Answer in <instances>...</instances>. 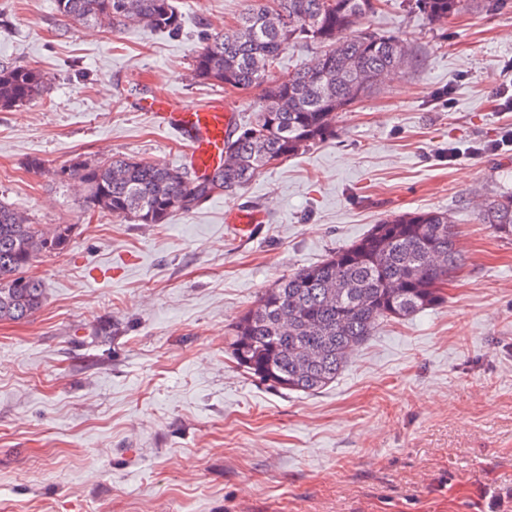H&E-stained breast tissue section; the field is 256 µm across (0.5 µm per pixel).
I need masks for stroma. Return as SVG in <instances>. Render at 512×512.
Masks as SVG:
<instances>
[{
	"instance_id": "obj_1",
	"label": "stroma",
	"mask_w": 512,
	"mask_h": 512,
	"mask_svg": "<svg viewBox=\"0 0 512 512\" xmlns=\"http://www.w3.org/2000/svg\"><path fill=\"white\" fill-rule=\"evenodd\" d=\"M176 4L171 35L0 0V64L49 77L38 102L0 111V201L74 227L28 270L42 307L0 321V512H487L491 495L512 512V237L472 203L512 188V149L490 148L512 129L495 98L512 82V0L441 24L385 0L355 31L398 36L417 61L338 113L335 137L165 224L88 214L58 176L72 160L183 166L142 95L220 100L242 122L255 109L259 90L191 76L244 0ZM237 208L261 215L245 240L224 230ZM432 209L462 255L444 303L382 324L314 394L232 361L229 332L265 288L386 216Z\"/></svg>"
}]
</instances>
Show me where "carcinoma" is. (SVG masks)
Masks as SVG:
<instances>
[{
    "instance_id": "cac0c4a2",
    "label": "carcinoma",
    "mask_w": 512,
    "mask_h": 512,
    "mask_svg": "<svg viewBox=\"0 0 512 512\" xmlns=\"http://www.w3.org/2000/svg\"><path fill=\"white\" fill-rule=\"evenodd\" d=\"M375 0H246L235 25L206 37L192 63L200 83L259 88L261 106L224 144V166L196 180L189 172L136 158L76 159L61 178L85 185V205L140 224H165L215 194H231L271 160L282 163L333 137V118L371 93L390 73L411 66L413 49L393 35L345 32L375 12ZM431 23H442L478 0H410ZM59 16L120 30L131 22L177 34L182 15L173 0H55ZM322 52L285 79L271 72L294 42ZM47 80L38 69L0 65V110L35 102ZM477 218L512 236V191L484 199ZM73 225L44 231L0 203V320H24L44 299L27 275L42 254L59 253ZM459 266L455 224L446 210L391 215L321 262L295 269L265 289L231 331L230 354L242 370L271 386L318 392L336 381L353 353L383 323L444 301Z\"/></svg>"
}]
</instances>
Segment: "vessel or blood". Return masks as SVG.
<instances>
[{
  "label": "vessel or blood",
  "instance_id": "1",
  "mask_svg": "<svg viewBox=\"0 0 512 512\" xmlns=\"http://www.w3.org/2000/svg\"><path fill=\"white\" fill-rule=\"evenodd\" d=\"M141 111L147 112L159 128L176 133L183 143V164L194 177L210 175L224 163V140L237 123L235 112L223 104L185 108L166 96L147 95L140 99ZM259 216L235 209L228 211L225 222L236 238L249 237Z\"/></svg>",
  "mask_w": 512,
  "mask_h": 512
}]
</instances>
